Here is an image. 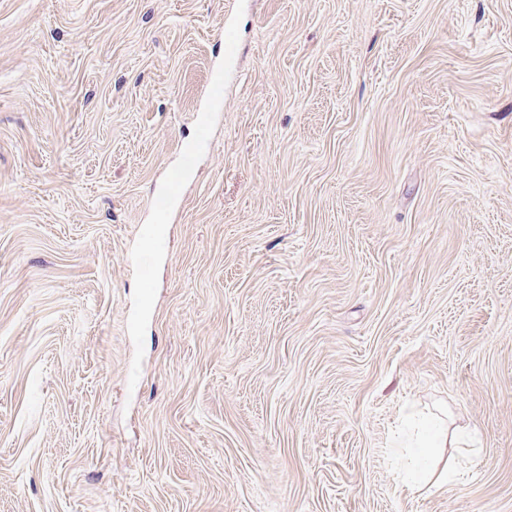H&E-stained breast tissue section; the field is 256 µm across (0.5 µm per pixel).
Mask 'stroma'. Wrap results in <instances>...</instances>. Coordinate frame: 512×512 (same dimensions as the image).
Returning <instances> with one entry per match:
<instances>
[{
    "instance_id": "stroma-1",
    "label": "stroma",
    "mask_w": 512,
    "mask_h": 512,
    "mask_svg": "<svg viewBox=\"0 0 512 512\" xmlns=\"http://www.w3.org/2000/svg\"><path fill=\"white\" fill-rule=\"evenodd\" d=\"M0 512H512V0H0Z\"/></svg>"
}]
</instances>
